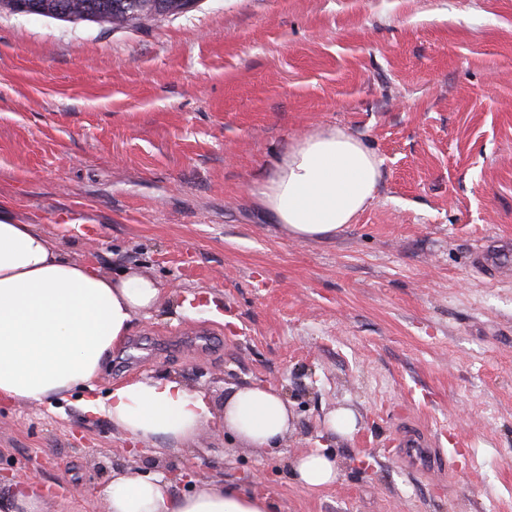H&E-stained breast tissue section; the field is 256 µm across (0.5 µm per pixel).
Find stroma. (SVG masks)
Listing matches in <instances>:
<instances>
[{"instance_id": "stroma-1", "label": "stroma", "mask_w": 512, "mask_h": 512, "mask_svg": "<svg viewBox=\"0 0 512 512\" xmlns=\"http://www.w3.org/2000/svg\"><path fill=\"white\" fill-rule=\"evenodd\" d=\"M325 127L380 177L353 224L300 242L257 190ZM0 212L159 281L97 394L171 376L218 415L271 384L294 412L274 449L212 428L139 452L76 397L1 404V501L34 485L48 512H104L113 472L181 495L193 461L279 512H512V281L474 262L512 258V0H198L121 29L2 9ZM311 448L340 471L316 491L289 466ZM329 429L342 435L350 434L356 426V417L353 411L339 408L327 417Z\"/></svg>"}]
</instances>
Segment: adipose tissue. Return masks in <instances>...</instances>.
I'll return each mask as SVG.
<instances>
[{
    "label": "adipose tissue",
    "mask_w": 512,
    "mask_h": 512,
    "mask_svg": "<svg viewBox=\"0 0 512 512\" xmlns=\"http://www.w3.org/2000/svg\"><path fill=\"white\" fill-rule=\"evenodd\" d=\"M380 165L359 139L322 129L282 156L258 201L295 240L332 237L373 200ZM162 294L150 276L103 275L34 225L0 220V403L39 405L77 391L85 412L105 411L135 444L186 448L210 423L250 447L276 448L293 411L269 385L238 388L218 417L204 393L172 378L136 379L94 397L107 356ZM291 469L310 489L339 477L335 458L320 448L297 456ZM104 499L107 512H276L272 498L239 485L204 481L176 497L163 476L132 468L113 473Z\"/></svg>",
    "instance_id": "1"
}]
</instances>
